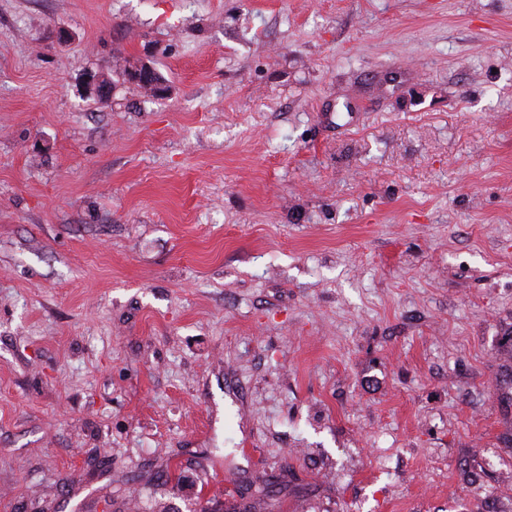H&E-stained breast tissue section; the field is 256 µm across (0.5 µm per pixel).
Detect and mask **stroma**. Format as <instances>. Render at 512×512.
I'll use <instances>...</instances> for the list:
<instances>
[{
    "label": "stroma",
    "instance_id": "35a3bbf8",
    "mask_svg": "<svg viewBox=\"0 0 512 512\" xmlns=\"http://www.w3.org/2000/svg\"><path fill=\"white\" fill-rule=\"evenodd\" d=\"M258 476L512 512V0H0V512Z\"/></svg>",
    "mask_w": 512,
    "mask_h": 512
}]
</instances>
